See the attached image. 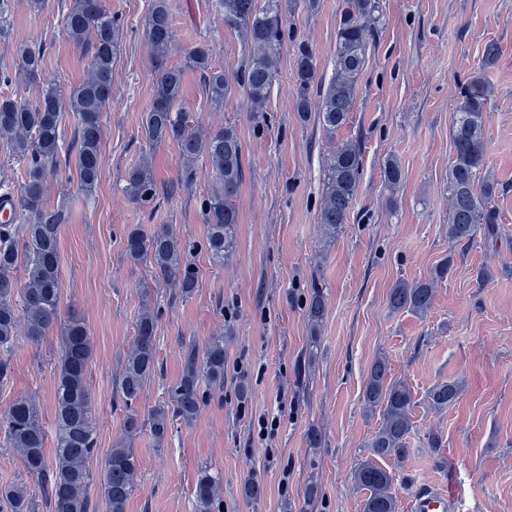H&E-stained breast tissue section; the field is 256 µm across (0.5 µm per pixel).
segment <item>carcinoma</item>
<instances>
[{
    "label": "carcinoma",
    "mask_w": 512,
    "mask_h": 512,
    "mask_svg": "<svg viewBox=\"0 0 512 512\" xmlns=\"http://www.w3.org/2000/svg\"><path fill=\"white\" fill-rule=\"evenodd\" d=\"M224 16V27L239 34L248 50L246 64L236 81L212 66L209 48L198 44L189 61L203 80L205 91L214 102H222L237 84L244 88L253 118L263 120L273 81L278 74L280 50L286 35V20L279 0H216ZM379 0H344L336 30V57L333 77L327 87L317 81L313 51L298 48L295 60V107L306 121L315 111L329 135L336 134L349 120L356 87L362 73L368 32L379 22ZM65 32L76 45L90 54L85 77L74 88L64 91L44 86L35 101L0 97V140L13 156L23 162L25 175L18 185L15 213L11 223H0V383L8 381L9 353L18 329L33 341L40 339L61 321L59 233L69 223L70 213L63 206L46 204L47 179L60 155L73 161L85 190H92L104 177L101 161L103 126L101 116L112 104L113 61L122 29L112 16L107 0H70L63 15ZM146 39L157 82L150 111L143 128L151 147L177 144L186 174L203 158L216 175V186L204 198L200 217L207 226L206 247L213 264L224 266L232 250L233 230L238 223L234 198L243 180V151L237 130L225 125L199 134L187 125L176 105L183 94L184 71L169 64L174 31L168 0H153L146 24ZM44 50L39 45L21 44L15 49V70L27 81L43 72ZM489 84L481 77L467 85L456 112L448 168V239L458 245L472 243L478 233L495 236L498 216L491 201L495 182L482 175L487 146L484 139L485 112L490 97ZM72 113L75 136L63 148L62 115ZM363 166L362 149L356 141L336 146L327 169L325 188L317 214L318 223L334 238L347 223L358 195ZM385 184L396 188L402 180L398 162L387 159L383 168ZM126 192L141 208L154 204L158 189L151 167L143 162L127 174ZM128 258L151 264L154 279L172 283L183 298L196 288L198 273L184 255L177 240L161 225L146 234L132 228L126 235ZM24 265V278L14 275ZM451 260L436 267L425 280L398 281L390 291L389 306L416 314L426 313L433 304L435 287L447 279ZM325 314L320 290L312 292L307 317L318 326ZM157 313L152 301L143 300L135 324V341L119 382V397L126 410L125 431L133 437L149 428L161 443L169 429L168 411L158 406L141 418L139 405L144 384L157 369ZM92 341L84 320L72 314L64 322L56 372V435L54 462L45 456L46 433L35 402L19 397L0 412V433L6 447L19 452L28 476L38 482L39 491L50 512H90V461L96 450L92 394L88 384ZM388 362L379 357L371 365L364 383L366 408L381 411V424L366 442L374 458H394L400 462L410 453L415 406L409 385L388 377ZM224 387V339L214 338L200 348L188 343L179 382L170 391L173 414L192 421L209 399L207 389ZM454 381L435 384L428 402L436 410L453 405L459 396ZM138 457L126 443L111 449L100 469L98 488L110 512H125L137 487ZM354 485L367 491L363 512H397L398 488L394 475L371 460H362L352 472ZM223 478L207 469L198 472L195 482L196 512H214ZM8 512H31L27 491L18 486L0 488V504Z\"/></svg>",
    "instance_id": "carcinoma-1"
}]
</instances>
